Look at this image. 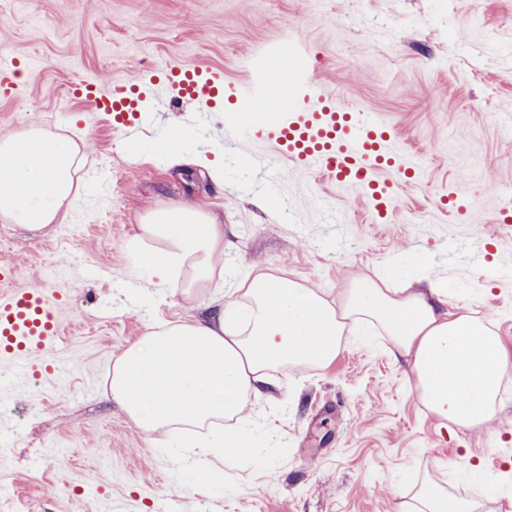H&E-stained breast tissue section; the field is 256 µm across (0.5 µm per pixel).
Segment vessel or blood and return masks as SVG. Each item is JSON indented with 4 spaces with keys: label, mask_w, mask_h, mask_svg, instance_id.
I'll return each mask as SVG.
<instances>
[{
    "label": "vessel or blood",
    "mask_w": 512,
    "mask_h": 512,
    "mask_svg": "<svg viewBox=\"0 0 512 512\" xmlns=\"http://www.w3.org/2000/svg\"><path fill=\"white\" fill-rule=\"evenodd\" d=\"M304 64L294 69L295 94L273 109L274 75L264 69L248 85H228L222 71L204 66L175 67L168 81L178 96L192 99L200 111H212L217 101L232 104L236 132L248 139L265 138L273 152L293 169L318 171L334 184L355 187L375 210L391 206L388 174L400 182L412 179L417 161H401L394 139L379 113L336 103L320 85L306 76ZM150 78L133 74L125 89L115 93L98 84H80L73 94L93 100L98 111L111 116L115 129L127 130L137 120V105L149 91ZM275 111L274 120L259 125L255 116ZM61 297L48 288H13L0 293V360L20 362L22 356L55 347L63 333Z\"/></svg>",
    "instance_id": "1"
}]
</instances>
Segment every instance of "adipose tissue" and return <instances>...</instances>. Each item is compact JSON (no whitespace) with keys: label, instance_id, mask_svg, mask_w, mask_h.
<instances>
[{"label":"adipose tissue","instance_id":"obj_1","mask_svg":"<svg viewBox=\"0 0 512 512\" xmlns=\"http://www.w3.org/2000/svg\"><path fill=\"white\" fill-rule=\"evenodd\" d=\"M78 149L35 127L0 140V217L44 227L61 223L72 200ZM157 250L143 253L160 292L190 293L215 276L224 227L174 202L152 210L143 226ZM367 327L389 336L412 364L422 399L437 417L472 428L492 414L500 367L512 345L467 311L449 306L440 281L421 282L391 267L329 295L265 272L239 280L215 321H163L129 346L112 369V397L145 432L185 439L183 458L210 470L212 458L254 453L239 425L247 396L270 398L269 369L333 365L344 336Z\"/></svg>","mask_w":512,"mask_h":512}]
</instances>
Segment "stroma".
Listing matches in <instances>:
<instances>
[{
  "mask_svg": "<svg viewBox=\"0 0 512 512\" xmlns=\"http://www.w3.org/2000/svg\"><path fill=\"white\" fill-rule=\"evenodd\" d=\"M296 49L340 104L370 105L419 158L420 178L395 188L386 215L359 189L293 170L276 187L279 213L269 148L225 147L227 112L198 115L161 76L140 103L137 159L111 118L70 92L120 90L134 66H211L242 83ZM2 52L22 87L0 97V138L36 125L79 152L67 219L0 237L12 284L57 290L66 328L31 371L0 363V432L19 435L0 453V512H414L428 482L475 512H512V392L481 427L441 420L374 331L344 337L329 368L273 370L275 401L242 413L263 454L214 459L220 489L110 390L113 364L152 324L208 318L252 270L333 295L406 267L512 339V232L499 225L512 204V0H0ZM177 122L195 164L161 149ZM172 201L223 225L224 285L143 305L137 294L155 287L127 245Z\"/></svg>",
  "mask_w": 512,
  "mask_h": 512,
  "instance_id": "35a3bbf8",
  "label": "stroma"
}]
</instances>
